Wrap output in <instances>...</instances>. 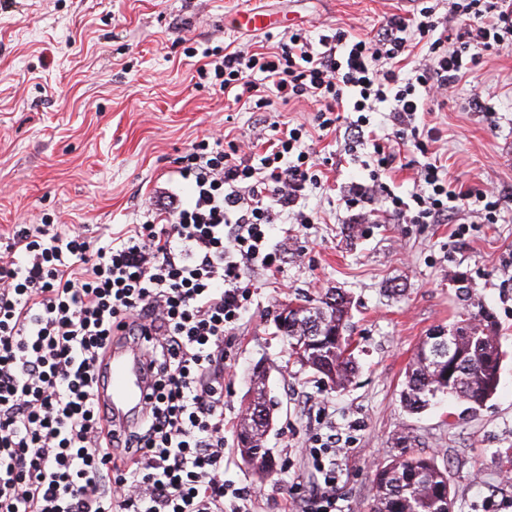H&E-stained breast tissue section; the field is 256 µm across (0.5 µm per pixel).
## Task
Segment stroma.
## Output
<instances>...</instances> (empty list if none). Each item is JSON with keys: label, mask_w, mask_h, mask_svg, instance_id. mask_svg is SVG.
Masks as SVG:
<instances>
[{"label": "stroma", "mask_w": 512, "mask_h": 512, "mask_svg": "<svg viewBox=\"0 0 512 512\" xmlns=\"http://www.w3.org/2000/svg\"><path fill=\"white\" fill-rule=\"evenodd\" d=\"M414 0H11L0 9V242L17 224H84L100 238L136 222L144 196L176 187L175 160L219 130L245 139L278 121L311 128L330 160L327 182L304 199L314 223L274 232L287 287L257 270L252 297L224 344L234 367L224 388V478L245 488L254 512H285L302 498L311 469L298 453L309 437L335 433L336 505L368 512L377 467L399 455L398 436L445 467L454 512H512V48L485 53L424 115L452 189L493 181L498 221L356 224L340 197L366 175L370 149L314 129L307 100L256 112L194 80V56L262 35L236 25L243 10L269 14L271 28L317 34L344 27L364 35ZM487 91L489 113L469 105ZM335 289L350 300L358 370L343 390L288 359L275 320L288 300ZM493 313L504 353L496 394L477 411L443 399L419 412L400 400L418 345L454 320ZM264 370L276 402L267 436L272 473L240 454L238 428L249 379Z\"/></svg>", "instance_id": "stroma-1"}]
</instances>
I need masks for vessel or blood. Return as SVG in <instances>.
<instances>
[{"label": "vessel or blood", "mask_w": 512, "mask_h": 512, "mask_svg": "<svg viewBox=\"0 0 512 512\" xmlns=\"http://www.w3.org/2000/svg\"><path fill=\"white\" fill-rule=\"evenodd\" d=\"M150 386L148 360L137 344L113 345L102 388L113 414L128 420L138 413Z\"/></svg>", "instance_id": "obj_1"}]
</instances>
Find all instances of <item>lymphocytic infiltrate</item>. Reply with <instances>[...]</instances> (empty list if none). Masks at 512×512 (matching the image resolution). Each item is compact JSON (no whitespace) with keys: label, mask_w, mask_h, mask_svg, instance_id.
<instances>
[{"label":"lymphocytic infiltrate","mask_w":512,"mask_h":512,"mask_svg":"<svg viewBox=\"0 0 512 512\" xmlns=\"http://www.w3.org/2000/svg\"><path fill=\"white\" fill-rule=\"evenodd\" d=\"M416 2L366 36L296 29L262 52L205 49L197 77L259 112L312 101L319 130L371 141L368 180L342 197L354 223H447L468 195L449 190L442 165L424 163L407 200L382 176L401 144L428 154L426 105L485 52L512 47V0ZM379 110L394 137L371 130ZM307 137L271 124L261 154L252 139L207 137L177 159L185 192L149 198L140 222L97 241L82 224L16 225L0 257V512H248L247 492L224 479V339L246 311L250 272L281 270L274 226L312 221L302 196L323 172ZM117 338L142 342L153 376L125 431L96 397ZM335 453V435L309 440L301 512H336Z\"/></svg>","instance_id":"1"}]
</instances>
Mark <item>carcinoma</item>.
<instances>
[{
	"mask_svg": "<svg viewBox=\"0 0 512 512\" xmlns=\"http://www.w3.org/2000/svg\"><path fill=\"white\" fill-rule=\"evenodd\" d=\"M300 314L288 325H278L280 336L288 343L289 356L305 370L321 374L326 368L334 373L333 387L345 389L355 371V360L350 350L347 297L339 292L327 291L316 300L297 298ZM485 316L475 323L462 319L455 323L462 334L464 346L455 380L441 379L434 360L417 348L405 373L401 402L410 411H420L431 405L439 395L460 400L475 411L497 390L499 382L486 373V363L500 354L497 336L489 329ZM251 391L258 403L273 410L265 380L258 376ZM240 433L250 434L254 462L270 471L265 437L267 430L259 426L254 416L244 418ZM402 452L389 463L376 469L370 512H447V494L450 487L445 470L435 458L409 450L405 436L397 438Z\"/></svg>",
	"mask_w": 512,
	"mask_h": 512,
	"instance_id": "carcinoma-1",
	"label": "carcinoma"
}]
</instances>
